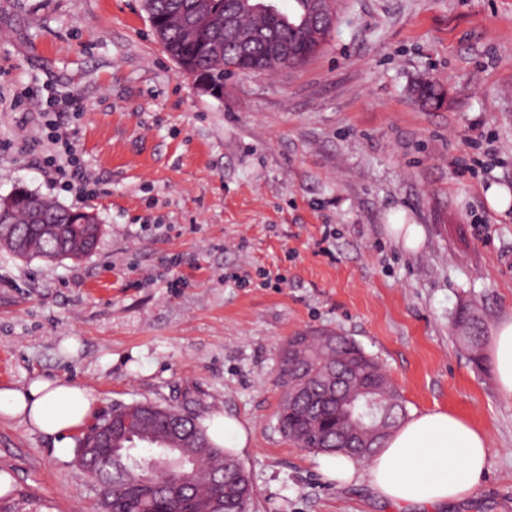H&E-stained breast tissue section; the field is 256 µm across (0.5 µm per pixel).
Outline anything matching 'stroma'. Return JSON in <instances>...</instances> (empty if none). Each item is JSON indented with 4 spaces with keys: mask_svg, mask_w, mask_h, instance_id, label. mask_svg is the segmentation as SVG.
Returning <instances> with one entry per match:
<instances>
[{
    "mask_svg": "<svg viewBox=\"0 0 512 512\" xmlns=\"http://www.w3.org/2000/svg\"><path fill=\"white\" fill-rule=\"evenodd\" d=\"M421 80L444 91L422 106ZM92 174L54 189L39 104ZM512 0H338L311 61L198 91L140 0H0V198L25 188L96 213L79 260L0 251V387L36 377L116 403L237 419L249 512H401L341 486L279 430L288 337L331 330L378 360L407 412L445 410L491 439L478 493L452 512H512V404L453 330L512 315ZM422 226L416 250L389 231ZM75 341L68 351L66 341ZM0 472L51 512H99L51 437L0 418Z\"/></svg>",
    "mask_w": 512,
    "mask_h": 512,
    "instance_id": "1",
    "label": "stroma"
}]
</instances>
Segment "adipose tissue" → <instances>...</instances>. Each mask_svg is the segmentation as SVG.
Segmentation results:
<instances>
[{
	"label": "adipose tissue",
	"mask_w": 512,
	"mask_h": 512,
	"mask_svg": "<svg viewBox=\"0 0 512 512\" xmlns=\"http://www.w3.org/2000/svg\"><path fill=\"white\" fill-rule=\"evenodd\" d=\"M492 359L500 395L511 402L512 317L494 331ZM96 403L89 387L43 377L20 388H0V416L52 437L55 455L64 458ZM490 453L485 431L455 414L433 410L412 415L369 460L329 456L322 470L343 484L366 477L380 499L406 512H442L477 493Z\"/></svg>",
	"instance_id": "1"
}]
</instances>
